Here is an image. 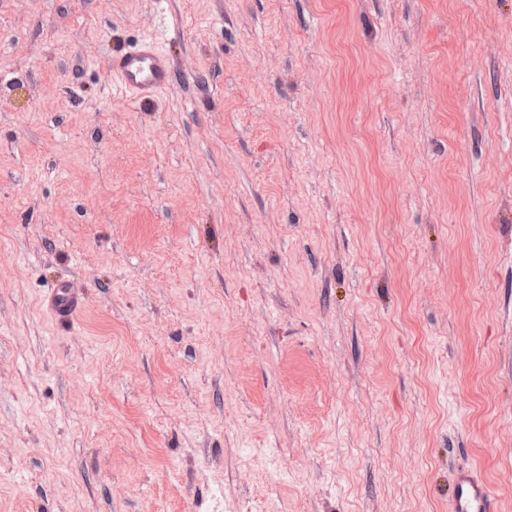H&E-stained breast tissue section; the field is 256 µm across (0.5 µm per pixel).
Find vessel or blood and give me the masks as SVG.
<instances>
[{"label":"vessel or blood","instance_id":"b4317fda","mask_svg":"<svg viewBox=\"0 0 512 512\" xmlns=\"http://www.w3.org/2000/svg\"><path fill=\"white\" fill-rule=\"evenodd\" d=\"M107 67L116 91L143 102L166 87L171 78L167 55L150 37L143 39L135 51L113 54ZM81 304L82 295L75 288L58 287L52 291L50 307L61 321H70ZM450 506L451 512H493L491 488L475 468L462 466L457 469Z\"/></svg>","mask_w":512,"mask_h":512}]
</instances>
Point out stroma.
<instances>
[{
	"mask_svg": "<svg viewBox=\"0 0 512 512\" xmlns=\"http://www.w3.org/2000/svg\"><path fill=\"white\" fill-rule=\"evenodd\" d=\"M462 464L512 512V0H0V512H449ZM107 68L115 90L141 102L151 100L171 78L168 57L151 37L144 38L133 52L113 54L107 60ZM82 299V294L76 288L58 287L52 291L50 307L61 321L69 322L76 309L82 305Z\"/></svg>",
	"mask_w": 512,
	"mask_h": 512,
	"instance_id": "1",
	"label": "stroma"
}]
</instances>
